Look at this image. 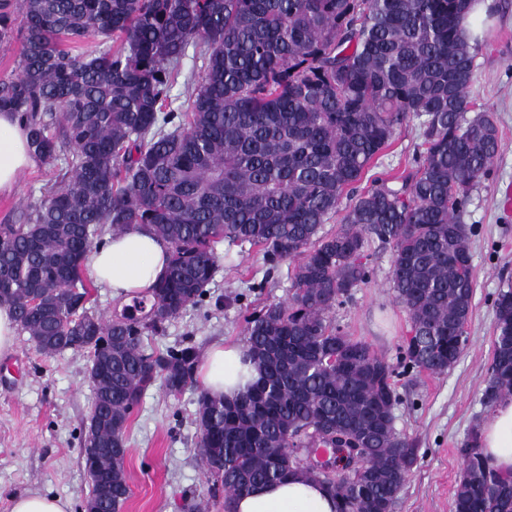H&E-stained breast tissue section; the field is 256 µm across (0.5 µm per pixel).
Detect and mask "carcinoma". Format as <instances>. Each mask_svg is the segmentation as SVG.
<instances>
[{"label": "carcinoma", "instance_id": "obj_1", "mask_svg": "<svg viewBox=\"0 0 512 512\" xmlns=\"http://www.w3.org/2000/svg\"><path fill=\"white\" fill-rule=\"evenodd\" d=\"M469 2L0 0V48L22 44L17 69L0 79V111L16 113L38 159L67 176L0 224V305L43 354L93 352L82 449L126 447L150 387L184 390L195 347L146 345L203 301L215 244L248 245L271 266L296 265L288 302L247 319L257 382L234 400L198 401L200 454L224 512L232 497L290 475L330 487L340 512H392L418 459L394 426L395 370L331 314L368 282L366 247L377 241L392 250V290L411 319L406 366L442 374L468 345L456 330L475 292L461 210L500 150L493 114L469 96ZM183 73L187 107L174 109ZM410 116L423 138L415 173L354 196L344 225L322 234ZM106 224L170 245L146 312H88L82 275ZM494 306L488 406L512 396L511 283ZM343 446L363 450L345 478L303 462ZM463 454L454 512H512V477L487 465L479 426ZM124 464L84 460L90 499L101 498L98 470L112 471L101 512L127 500Z\"/></svg>", "mask_w": 512, "mask_h": 512}]
</instances>
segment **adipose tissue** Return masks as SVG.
Listing matches in <instances>:
<instances>
[{
  "label": "adipose tissue",
  "instance_id": "obj_1",
  "mask_svg": "<svg viewBox=\"0 0 512 512\" xmlns=\"http://www.w3.org/2000/svg\"><path fill=\"white\" fill-rule=\"evenodd\" d=\"M24 124L15 113L0 112V195L12 192L20 173L34 167ZM171 249L145 232L132 230L107 237L90 254L85 272L109 288L113 297L130 298L151 292L166 271ZM205 390L233 399L258 377L244 347L217 343L197 367ZM480 446L488 465L512 476V399L500 401L480 431ZM233 512H337L338 500L318 481L295 478L260 484L235 496Z\"/></svg>",
  "mask_w": 512,
  "mask_h": 512
}]
</instances>
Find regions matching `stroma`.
<instances>
[{
    "label": "stroma",
    "mask_w": 512,
    "mask_h": 512,
    "mask_svg": "<svg viewBox=\"0 0 512 512\" xmlns=\"http://www.w3.org/2000/svg\"><path fill=\"white\" fill-rule=\"evenodd\" d=\"M497 21L479 42L470 96L493 112L501 147L488 174L472 191L462 221L472 227L471 259L476 288L468 322L469 343L457 363L442 374L406 368L403 346L410 317L390 288L391 250L367 248L369 283L353 289L333 316L353 338L367 342L395 369L400 401L394 409L397 432L413 441L418 460L409 472L395 512H453L463 468L460 450L474 424L493 409L482 392L492 357L494 300L512 282V212L503 206L512 190V0H493ZM415 121L399 124L390 144L366 169L360 189L380 179L412 174L420 158ZM55 181L52 165L37 162L24 171L13 193L0 195V223ZM207 294L187 308L152 341L155 349L208 345L226 338L244 342L246 318L265 304L288 299L291 262L266 264L258 249H227ZM85 353L67 350L47 356L26 335L0 355V512H10L12 495L50 492L81 506L89 492L79 433L94 404ZM203 390L199 379L179 395L149 388L134 407L127 429L125 470L130 496L122 512H224L221 497L198 453L196 417Z\"/></svg>",
    "instance_id": "1"
}]
</instances>
